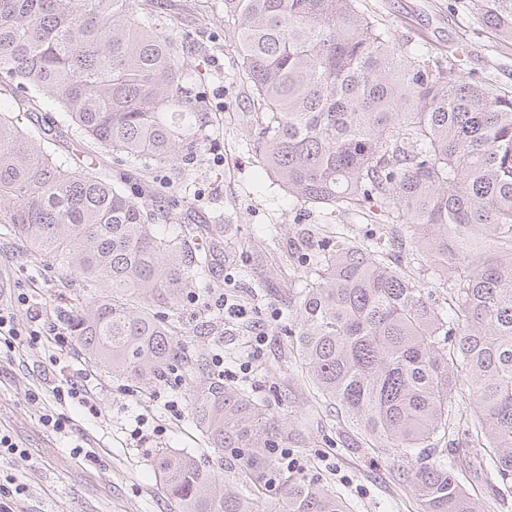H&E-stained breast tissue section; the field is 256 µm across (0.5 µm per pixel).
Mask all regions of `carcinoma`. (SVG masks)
<instances>
[{
	"mask_svg": "<svg viewBox=\"0 0 512 512\" xmlns=\"http://www.w3.org/2000/svg\"><path fill=\"white\" fill-rule=\"evenodd\" d=\"M138 0H0V75L56 100L89 144L146 164L191 147L197 99L174 43ZM512 41V0H474ZM262 114L257 148L288 196L411 224L448 307L372 242L316 241L297 292L295 348L320 395L372 450L410 463L417 512H481L434 440L466 426L473 456L512 491V96L397 44L356 0H224ZM0 111V224L94 288L74 336L112 376L151 385L183 362L168 317L208 254L159 236L143 204L93 167L44 150ZM475 402L463 419L455 397ZM193 419L224 478L168 450L156 470L178 512H352L321 479L279 467L288 430L214 379Z\"/></svg>",
	"mask_w": 512,
	"mask_h": 512,
	"instance_id": "obj_1",
	"label": "carcinoma"
}]
</instances>
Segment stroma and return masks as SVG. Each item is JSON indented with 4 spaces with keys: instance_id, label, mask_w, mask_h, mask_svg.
I'll return each mask as SVG.
<instances>
[{
    "instance_id": "stroma-1",
    "label": "stroma",
    "mask_w": 512,
    "mask_h": 512,
    "mask_svg": "<svg viewBox=\"0 0 512 512\" xmlns=\"http://www.w3.org/2000/svg\"><path fill=\"white\" fill-rule=\"evenodd\" d=\"M358 8L406 48L452 59L457 75L476 73L493 89L512 95V43L482 24L471 0H358ZM152 9L159 29L177 44L178 63L201 98L192 154L142 168L91 147L57 101L0 89V107L17 111L24 125L37 117L41 128L51 132L58 158L92 161L114 179L131 174L146 209L158 216L160 235L182 230L192 245L209 251L211 270L197 290L198 302L183 301L171 313L181 348L189 360L203 364L181 378L177 392L184 404H191L206 384L214 354H223L230 365L249 362L244 385L272 406L305 472L327 482L353 504V512H417L398 454L391 449L370 453L354 442L344 417L318 396L301 371L289 330L296 324L298 278L311 269L319 238L373 241L437 302H444L445 288L434 283L426 265L413 263L419 247L408 225L380 224L355 211L341 217L297 204L266 174L255 149L261 118L239 71L224 0H152ZM0 272L46 313L55 312L62 300L76 311L92 299L90 290L66 276L53 257L34 252L2 224ZM221 295L242 304L247 317L236 319L211 307ZM258 324L268 327L269 336L257 350L252 336ZM71 361L86 370L104 415L89 419L68 407L74 431L63 438L40 421L57 408L51 392L37 401L28 397L45 369L43 352H0V427L25 450L6 466L28 488L21 512H177L155 467L165 450L194 455L207 472L218 474L191 413L174 420L166 412L165 384L135 391L113 378L107 366L88 363L79 350H72ZM140 419L160 427L161 435L142 444L132 439ZM76 439L83 441L91 460L71 457ZM457 463L485 512H512V497L503 501L494 494L493 477L472 453L460 452Z\"/></svg>"
}]
</instances>
